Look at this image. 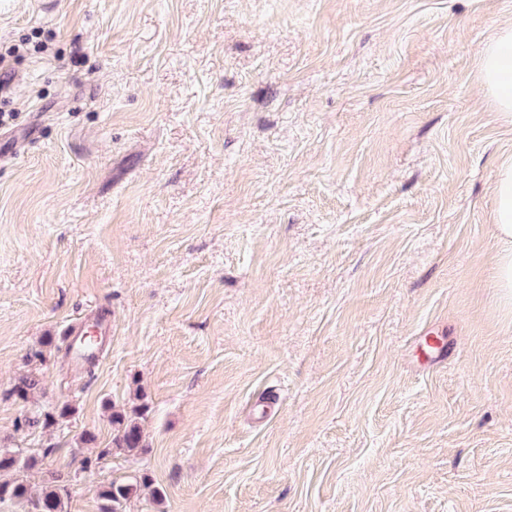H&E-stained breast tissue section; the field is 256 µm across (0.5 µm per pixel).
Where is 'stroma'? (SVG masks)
Segmentation results:
<instances>
[{"instance_id":"stroma-1","label":"stroma","mask_w":512,"mask_h":512,"mask_svg":"<svg viewBox=\"0 0 512 512\" xmlns=\"http://www.w3.org/2000/svg\"><path fill=\"white\" fill-rule=\"evenodd\" d=\"M510 19L0 0V449L28 485L65 481L67 512L134 477L125 512H512L490 219L512 126L475 79ZM104 311L94 364L45 346ZM138 406L145 450L84 469Z\"/></svg>"}]
</instances>
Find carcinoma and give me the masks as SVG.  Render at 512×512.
I'll list each match as a JSON object with an SVG mask.
<instances>
[{"instance_id": "carcinoma-1", "label": "carcinoma", "mask_w": 512, "mask_h": 512, "mask_svg": "<svg viewBox=\"0 0 512 512\" xmlns=\"http://www.w3.org/2000/svg\"><path fill=\"white\" fill-rule=\"evenodd\" d=\"M39 386L38 375L31 373L19 379L10 394L24 403L29 402ZM69 408L63 407L56 412H40L26 416L20 426L33 427L38 424L45 428L53 427L65 419ZM114 425L113 448L101 450L95 458H86L83 468L89 469L112 453V450L126 453L144 448L142 434L136 418L122 413L112 414ZM21 456L16 451H0V502L15 500L30 506L29 512H66L65 499L69 496L67 487L50 483L38 495L31 494L28 484L20 477ZM146 481H112L102 487L100 497L105 501L103 512H124L125 503L134 496Z\"/></svg>"}]
</instances>
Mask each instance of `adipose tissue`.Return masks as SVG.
I'll list each match as a JSON object with an SVG mask.
<instances>
[{
	"label": "adipose tissue",
	"instance_id": "1",
	"mask_svg": "<svg viewBox=\"0 0 512 512\" xmlns=\"http://www.w3.org/2000/svg\"><path fill=\"white\" fill-rule=\"evenodd\" d=\"M477 81L498 118L512 123V23L501 25L481 48ZM492 222L501 248L496 258V286L505 305H512V157L495 171Z\"/></svg>",
	"mask_w": 512,
	"mask_h": 512
}]
</instances>
